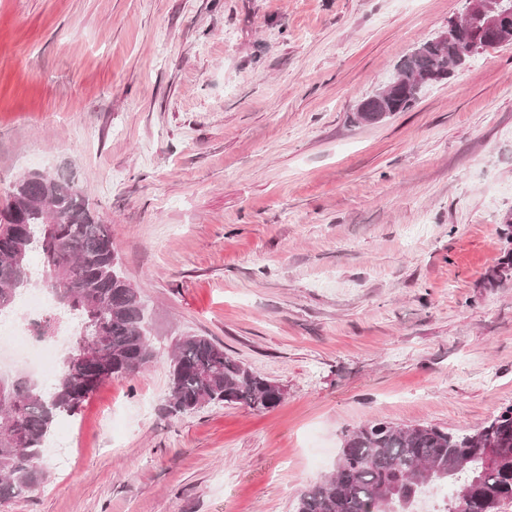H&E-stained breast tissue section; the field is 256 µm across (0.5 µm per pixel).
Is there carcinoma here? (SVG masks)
Listing matches in <instances>:
<instances>
[{
  "instance_id": "obj_1",
  "label": "carcinoma",
  "mask_w": 512,
  "mask_h": 512,
  "mask_svg": "<svg viewBox=\"0 0 512 512\" xmlns=\"http://www.w3.org/2000/svg\"><path fill=\"white\" fill-rule=\"evenodd\" d=\"M457 23L448 37L432 38L405 55L400 76H448L457 63ZM419 92L388 101L367 98L373 112H405ZM38 254L42 286L58 308L77 320L73 340L97 338L96 356L86 363L69 351L53 387L27 380L8 382L0 398V507L33 492L46 479L45 445L55 425L87 401L83 388L97 390L110 379L143 373L156 359L148 337L142 297L126 277L109 225L85 203L73 175L32 173L16 182L0 206V315L17 295L35 284L30 257ZM285 391L205 336L178 339L169 363L166 411L172 417L212 404H243L263 412L278 407ZM499 449L487 460V444ZM451 484L462 499H448L442 512H500L512 501V406L468 434L429 424L398 425L375 420L344 435L336 469L307 486L295 512H415L417 500Z\"/></svg>"
}]
</instances>
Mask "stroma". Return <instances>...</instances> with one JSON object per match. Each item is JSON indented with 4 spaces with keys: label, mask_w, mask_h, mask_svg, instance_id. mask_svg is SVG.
<instances>
[{
    "label": "stroma",
    "mask_w": 512,
    "mask_h": 512,
    "mask_svg": "<svg viewBox=\"0 0 512 512\" xmlns=\"http://www.w3.org/2000/svg\"><path fill=\"white\" fill-rule=\"evenodd\" d=\"M464 0H0V201L75 173L157 350L0 512H293L348 430L512 405V44L415 106L357 105ZM201 335L286 393L166 410Z\"/></svg>",
    "instance_id": "35a3bbf8"
}]
</instances>
